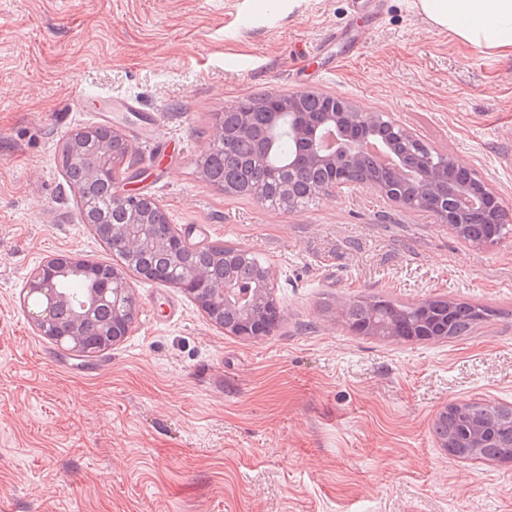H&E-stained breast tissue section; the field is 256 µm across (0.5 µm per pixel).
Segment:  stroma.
I'll return each instance as SVG.
<instances>
[{
    "mask_svg": "<svg viewBox=\"0 0 512 512\" xmlns=\"http://www.w3.org/2000/svg\"><path fill=\"white\" fill-rule=\"evenodd\" d=\"M305 91L453 151L512 216V57L434 30L415 0L377 21L352 0H0V512H512V463L432 435L446 405L512 408V235L474 246L371 187L278 209L201 176L218 114ZM103 110L175 230L272 267L270 335L225 333L134 274L132 328L104 353L31 323L21 290L47 257L113 261L59 161ZM372 293L496 314L451 341L356 335L337 308Z\"/></svg>",
    "mask_w": 512,
    "mask_h": 512,
    "instance_id": "35a3bbf8",
    "label": "stroma"
}]
</instances>
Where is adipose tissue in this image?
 <instances>
[{"label": "adipose tissue", "mask_w": 512, "mask_h": 512, "mask_svg": "<svg viewBox=\"0 0 512 512\" xmlns=\"http://www.w3.org/2000/svg\"><path fill=\"white\" fill-rule=\"evenodd\" d=\"M416 7L433 28L480 51L512 56V0H416Z\"/></svg>", "instance_id": "1"}]
</instances>
